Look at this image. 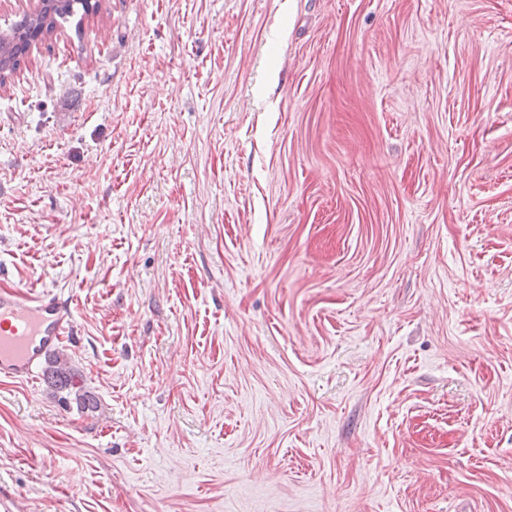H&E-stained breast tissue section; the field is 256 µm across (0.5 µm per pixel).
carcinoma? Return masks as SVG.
<instances>
[{
    "label": "carcinoma",
    "mask_w": 512,
    "mask_h": 512,
    "mask_svg": "<svg viewBox=\"0 0 512 512\" xmlns=\"http://www.w3.org/2000/svg\"><path fill=\"white\" fill-rule=\"evenodd\" d=\"M76 4L86 7L85 0H61L59 4H52L49 10L23 19L9 32L0 33V74L16 70L31 39L51 33L58 20L73 13ZM44 376L53 392L60 394L59 401L68 404L73 399L82 410L94 407L95 400L85 390L81 374L69 365L64 356L58 353L49 356Z\"/></svg>",
    "instance_id": "obj_1"
}]
</instances>
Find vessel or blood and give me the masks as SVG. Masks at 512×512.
<instances>
[{"mask_svg": "<svg viewBox=\"0 0 512 512\" xmlns=\"http://www.w3.org/2000/svg\"><path fill=\"white\" fill-rule=\"evenodd\" d=\"M66 301L48 292L0 293V377L30 379L69 333Z\"/></svg>", "mask_w": 512, "mask_h": 512, "instance_id": "1", "label": "vessel or blood"}]
</instances>
